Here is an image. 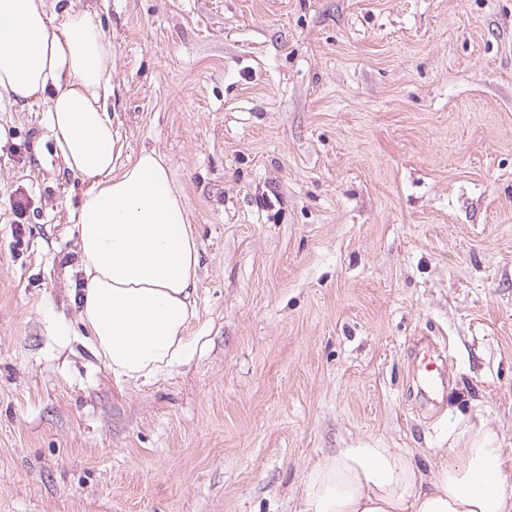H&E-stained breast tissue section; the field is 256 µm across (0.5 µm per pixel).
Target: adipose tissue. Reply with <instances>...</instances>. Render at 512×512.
Returning <instances> with one entry per match:
<instances>
[{
  "label": "adipose tissue",
  "instance_id": "1",
  "mask_svg": "<svg viewBox=\"0 0 512 512\" xmlns=\"http://www.w3.org/2000/svg\"><path fill=\"white\" fill-rule=\"evenodd\" d=\"M116 49L70 0H0V99L46 107L67 172L85 189L72 218L83 339L115 381L149 385L207 345L197 316L199 245L166 159L118 164L109 101ZM430 481L411 456L362 445L315 468L303 512H512V476L492 434L457 439Z\"/></svg>",
  "mask_w": 512,
  "mask_h": 512
}]
</instances>
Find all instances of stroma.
<instances>
[{"mask_svg":"<svg viewBox=\"0 0 512 512\" xmlns=\"http://www.w3.org/2000/svg\"><path fill=\"white\" fill-rule=\"evenodd\" d=\"M72 5L116 47L122 158L158 150L185 197L209 343L150 385L90 355L84 185L42 105L0 100V512H301L338 449L428 479L469 425L512 471V0ZM418 358V375L425 389L424 396L428 402L437 400L438 397L444 396L446 388V379L441 377L447 357L429 344L420 347L416 354Z\"/></svg>","mask_w":512,"mask_h":512,"instance_id":"35a3bbf8","label":"stroma"}]
</instances>
